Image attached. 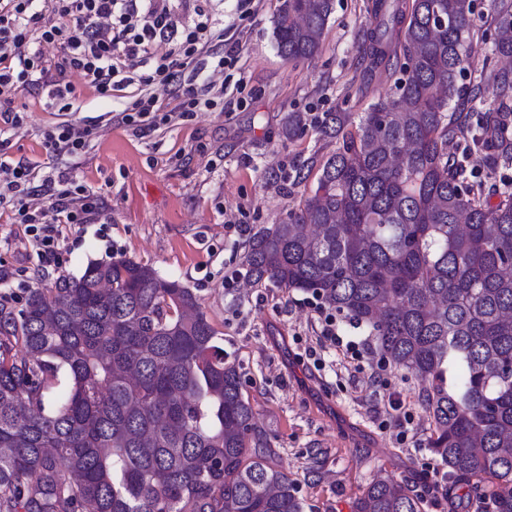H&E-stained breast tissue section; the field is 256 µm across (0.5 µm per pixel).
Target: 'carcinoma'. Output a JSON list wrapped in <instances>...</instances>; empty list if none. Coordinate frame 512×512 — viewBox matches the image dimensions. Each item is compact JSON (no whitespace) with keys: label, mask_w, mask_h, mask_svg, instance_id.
I'll return each instance as SVG.
<instances>
[{"label":"carcinoma","mask_w":512,"mask_h":512,"mask_svg":"<svg viewBox=\"0 0 512 512\" xmlns=\"http://www.w3.org/2000/svg\"><path fill=\"white\" fill-rule=\"evenodd\" d=\"M334 0H279L278 54L315 56ZM493 55L512 60V0H492ZM367 73L398 70L366 111L327 112L336 151L288 219L252 234L255 286L320 298L369 329L414 375L429 448L474 512H512V199L474 189L448 143L464 134L457 78L470 0H374ZM403 35L402 55L389 34ZM490 162L512 165V68L485 77ZM298 112L282 136L294 139ZM240 366L199 298L119 257L78 277L0 294V512H303L267 459ZM353 512H424L406 485L373 479Z\"/></svg>","instance_id":"carcinoma-1"}]
</instances>
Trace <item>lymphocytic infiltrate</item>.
I'll return each instance as SVG.
<instances>
[{
    "label": "lymphocytic infiltrate",
    "mask_w": 512,
    "mask_h": 512,
    "mask_svg": "<svg viewBox=\"0 0 512 512\" xmlns=\"http://www.w3.org/2000/svg\"><path fill=\"white\" fill-rule=\"evenodd\" d=\"M255 10L256 0H236L227 17L214 0H0V122L21 125L14 101L26 90L38 91L47 109L71 111V71L95 95L123 100L114 119L128 126L216 107L245 90L231 74L239 52L230 42ZM0 175V215L26 224L39 261L50 262L63 225L84 223L92 202L75 206L72 180L58 173L47 218L30 206L39 192L31 166L0 153Z\"/></svg>",
    "instance_id": "obj_1"
}]
</instances>
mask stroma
<instances>
[{
  "label": "stroma",
  "mask_w": 512,
  "mask_h": 512,
  "mask_svg": "<svg viewBox=\"0 0 512 512\" xmlns=\"http://www.w3.org/2000/svg\"><path fill=\"white\" fill-rule=\"evenodd\" d=\"M374 0H334L321 49L289 62L279 56L271 20L278 0H261L241 43L246 104L175 117L145 131L113 122L114 103L96 97L79 74L70 80L80 107L47 112L34 93L22 125L0 134V149L31 164L37 176L65 171L98 199L91 224H67L55 265L41 267L24 225L0 218V292L25 296L44 279L77 276L88 262L124 256L151 265L199 297L224 334V349L241 364L242 381L266 436L267 454L295 483L304 512H352L377 476L404 482L425 512H467L461 487L442 472L429 448L432 424L414 376L381 360L375 347L358 358L322 348L327 305L284 288L247 285L244 245L262 227L282 223L315 186L313 160L336 144L317 124L326 112H361L392 94L387 69L364 77L360 53ZM490 0H481L472 52L458 84L471 90L494 64ZM304 127L281 136L287 113ZM89 128L76 156L50 155L45 132L57 122ZM448 152L464 161L482 190L512 179L494 167L471 136ZM400 409H393V400ZM405 413L408 424L396 423Z\"/></svg>",
  "instance_id": "stroma-1"
}]
</instances>
